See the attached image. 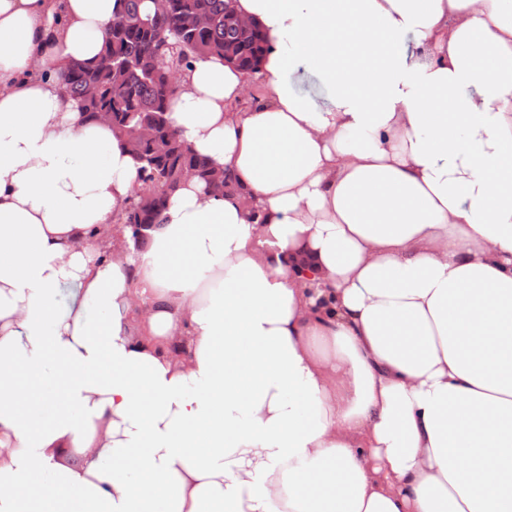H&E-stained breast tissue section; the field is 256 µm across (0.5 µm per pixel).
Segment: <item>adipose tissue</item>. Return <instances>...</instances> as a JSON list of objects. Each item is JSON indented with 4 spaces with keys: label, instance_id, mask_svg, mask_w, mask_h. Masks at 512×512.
Wrapping results in <instances>:
<instances>
[{
    "label": "adipose tissue",
    "instance_id": "adipose-tissue-1",
    "mask_svg": "<svg viewBox=\"0 0 512 512\" xmlns=\"http://www.w3.org/2000/svg\"><path fill=\"white\" fill-rule=\"evenodd\" d=\"M234 6L259 104L206 57L168 112L239 191L136 241L60 87L116 0H0V512H512V0ZM296 92L302 95H311L318 103H322L326 97V89L321 86L317 77L313 74H295L287 77Z\"/></svg>",
    "mask_w": 512,
    "mask_h": 512
}]
</instances>
